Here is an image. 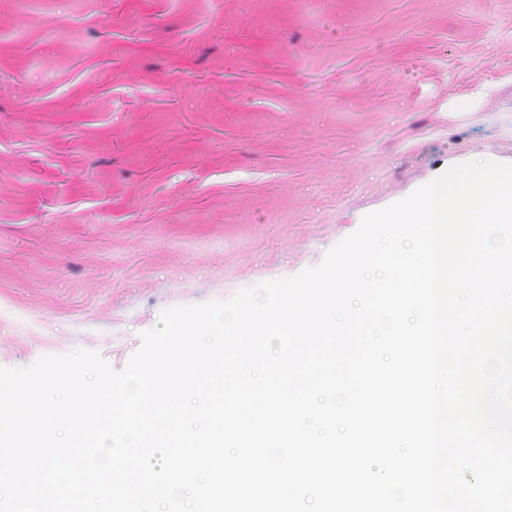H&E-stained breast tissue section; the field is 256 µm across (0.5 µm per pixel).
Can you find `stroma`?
I'll use <instances>...</instances> for the list:
<instances>
[{
	"mask_svg": "<svg viewBox=\"0 0 512 512\" xmlns=\"http://www.w3.org/2000/svg\"><path fill=\"white\" fill-rule=\"evenodd\" d=\"M475 161L512 163V0H0V367L122 370Z\"/></svg>",
	"mask_w": 512,
	"mask_h": 512,
	"instance_id": "obj_1",
	"label": "stroma"
}]
</instances>
